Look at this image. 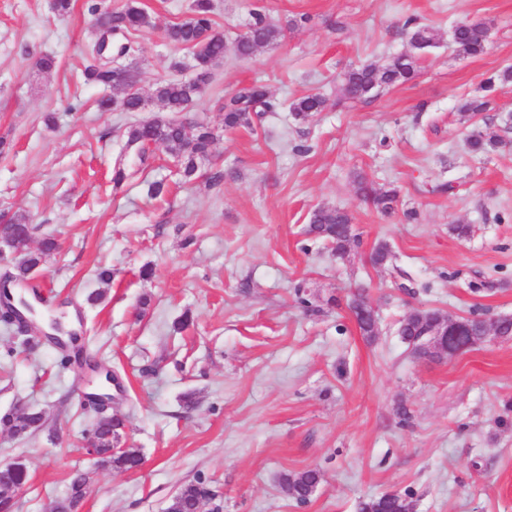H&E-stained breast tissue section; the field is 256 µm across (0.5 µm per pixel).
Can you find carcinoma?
I'll use <instances>...</instances> for the list:
<instances>
[{"label":"carcinoma","mask_w":512,"mask_h":512,"mask_svg":"<svg viewBox=\"0 0 512 512\" xmlns=\"http://www.w3.org/2000/svg\"><path fill=\"white\" fill-rule=\"evenodd\" d=\"M93 15L97 18L94 34L112 30L125 38L120 45L124 55L137 51L127 35L142 28L151 26V19L138 0H127L118 9L95 7ZM212 0H194L192 16L180 23L167 28L166 36L170 42L192 53L197 76L192 80L167 79L157 83L154 96L166 111L173 114L171 118H156L149 122L131 125L127 130V144L136 146L145 153L151 146L164 147L174 158L175 175L181 181L190 183L197 179L199 163L207 160L215 140L213 129L195 122L185 128L180 114L188 109L199 95L201 83L211 79L213 70L224 61L227 52L241 59L252 57L255 52L265 46L278 44L284 36V28L274 22L262 9H255L247 32L238 36L232 43L224 40V35L213 30ZM435 35L427 27L416 28L410 36L412 50L393 57L387 64L376 66L372 63H361L347 71L341 81L339 92L342 97L360 100L371 97L380 91L401 84L411 79L417 71L420 54L434 43ZM453 41L459 54L475 56L480 54L487 41V28L482 23L464 22L456 30ZM84 83L109 88H120L121 95H108L99 98L96 106L101 112H137L142 106V97L135 89V76L117 67L109 66L101 61L84 66L82 70ZM326 100L317 93L307 94L292 102L289 111L295 118L306 120L325 108ZM489 101L484 98H471L458 108L460 120L467 123L473 117L487 110ZM279 103L269 95L266 85L257 81L243 84L224 97L221 111L224 112V127L235 129L252 126V118L265 112H275ZM501 140L490 128L475 127L467 140L468 151L473 155H481L495 149ZM358 189L366 200L376 208L389 211L397 201L398 193L393 189L375 190L358 180ZM27 222L17 217L5 224H0V234L11 237L18 242L22 258L16 265L12 278L16 282L24 281L29 274L39 269L45 255L58 249L57 241L52 237L42 240L40 247L31 251L27 248L29 237L26 234ZM307 233L314 234L330 242L339 256L345 255L357 243L352 233L350 215L338 209L317 208L309 218ZM438 318L436 311L420 310L413 315L404 330L403 339H414L413 329L428 325L430 317ZM43 424V415L34 411L25 414L19 410L11 411L0 417V428L15 437L30 435ZM125 422L116 418L110 422L99 419L93 421L88 434L97 442L100 463L110 470L130 471L139 467L142 457L134 450L112 453V444ZM322 474L317 469H309L297 474H285L281 480L283 492L290 498L305 503L307 494L320 483ZM27 482V471L19 466L0 465V490L20 486ZM209 489L201 482L183 486L172 498L170 512H194L198 499L207 495ZM88 485L82 480L81 474H75L68 486L66 496L58 504V512H73V509L85 498ZM409 508L407 497L384 493L363 502L360 512H406Z\"/></svg>","instance_id":"1"}]
</instances>
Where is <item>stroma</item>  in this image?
I'll use <instances>...</instances> for the list:
<instances>
[{"mask_svg": "<svg viewBox=\"0 0 512 512\" xmlns=\"http://www.w3.org/2000/svg\"><path fill=\"white\" fill-rule=\"evenodd\" d=\"M51 2L0 0V220L29 216V249L47 234L58 240L33 278L39 316L62 317L117 375L120 445L144 464L96 468L83 448L94 414L80 407L76 365L0 322V415L26 406L45 419L23 438L0 431V464L22 461L29 474L15 512H45L78 471L94 475L80 512H166L198 481L220 493L223 512H359L387 492L414 512H512V338L423 358L398 334L417 309L512 318V83L483 90L512 67V0H213L226 41L258 5L289 30L215 69L190 112L216 134L211 156L201 178L161 200L145 183L169 175L170 154L140 160L124 132L162 116L156 82L192 77L191 52L166 37L192 0H139L152 21L126 61L145 98L139 112L97 111L102 90L81 77L92 7L126 0H72L65 17ZM410 18L436 35L417 77L343 98L348 69L409 51ZM463 20L486 24L483 54H458L450 32ZM44 55L54 72L38 71ZM254 79L280 110L225 130V95ZM312 92L324 111L295 120L289 104ZM483 94L490 106L477 124L502 145L475 158L458 107ZM118 163L129 176L117 187ZM216 169L224 179L214 187ZM359 175L397 190L391 213L361 199ZM318 207L351 215L359 242L348 255L307 235ZM382 244L391 257L373 265ZM101 267L112 271L105 287ZM359 289L379 319L370 339L349 309ZM311 468L322 481L297 503L281 477Z\"/></svg>", "mask_w": 512, "mask_h": 512, "instance_id": "35a3bbf8", "label": "stroma"}]
</instances>
